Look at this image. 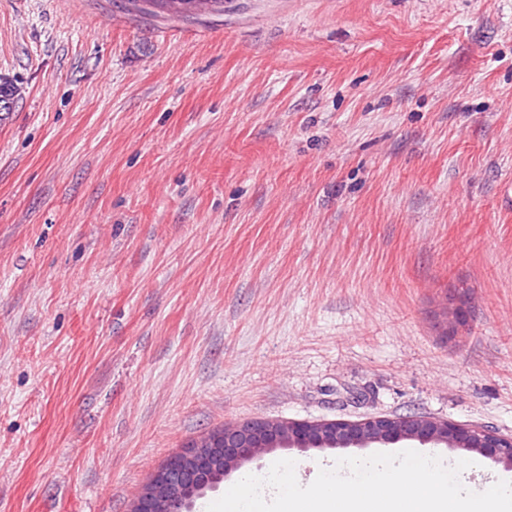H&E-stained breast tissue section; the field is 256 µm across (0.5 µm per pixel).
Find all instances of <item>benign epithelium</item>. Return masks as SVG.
<instances>
[{
    "label": "benign epithelium",
    "instance_id": "obj_1",
    "mask_svg": "<svg viewBox=\"0 0 512 512\" xmlns=\"http://www.w3.org/2000/svg\"><path fill=\"white\" fill-rule=\"evenodd\" d=\"M417 442L421 445L465 443L480 456L512 467V438L485 429L462 426L432 417L378 416L357 421L250 420L224 426V438L194 442L171 456L150 477L131 512H179L193 489L204 461L224 459V471L272 452L276 448L307 451L323 448L367 447Z\"/></svg>",
    "mask_w": 512,
    "mask_h": 512
}]
</instances>
